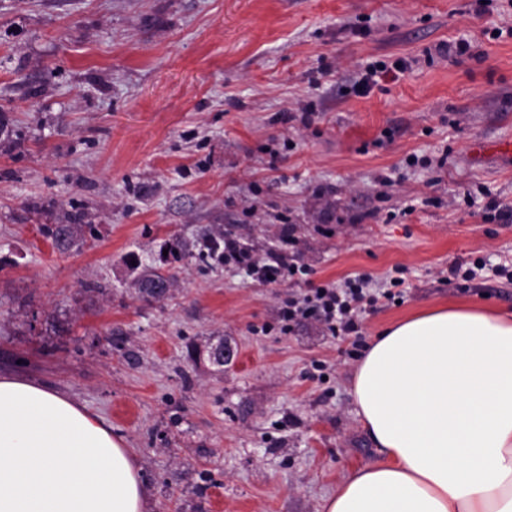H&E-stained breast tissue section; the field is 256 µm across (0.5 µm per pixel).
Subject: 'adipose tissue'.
I'll return each instance as SVG.
<instances>
[{
	"mask_svg": "<svg viewBox=\"0 0 512 512\" xmlns=\"http://www.w3.org/2000/svg\"><path fill=\"white\" fill-rule=\"evenodd\" d=\"M382 454L320 512H512V313L425 309L374 337L351 385ZM134 455L71 396L0 375V512H146Z\"/></svg>",
	"mask_w": 512,
	"mask_h": 512,
	"instance_id": "adipose-tissue-1",
	"label": "adipose tissue"
}]
</instances>
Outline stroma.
Returning a JSON list of instances; mask_svg holds the SVG:
<instances>
[{"mask_svg":"<svg viewBox=\"0 0 512 512\" xmlns=\"http://www.w3.org/2000/svg\"><path fill=\"white\" fill-rule=\"evenodd\" d=\"M463 35L469 53H439ZM369 59L408 68L360 95ZM308 103L311 126L281 122ZM508 136L512 0H0V372L121 435L151 512H319L380 459L350 393L364 343L437 306L512 312V219L467 206L512 208ZM68 214L93 232L62 254L44 227ZM218 227L260 257L289 229L312 285L365 274L402 297L359 346L279 333L289 286L220 263L140 297L138 267ZM479 261L466 290L443 283ZM217 342L237 359L190 358Z\"/></svg>","mask_w":512,"mask_h":512,"instance_id":"1","label":"stroma"}]
</instances>
